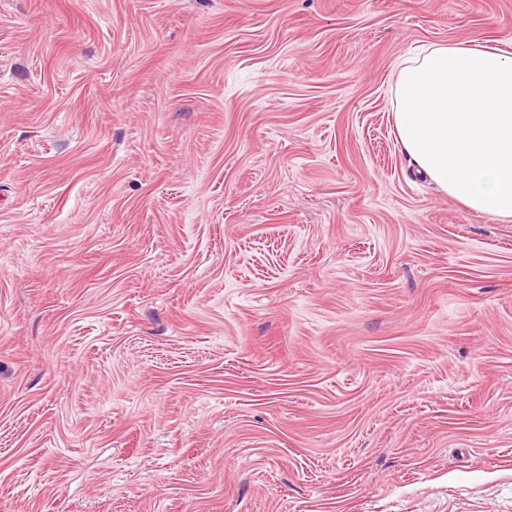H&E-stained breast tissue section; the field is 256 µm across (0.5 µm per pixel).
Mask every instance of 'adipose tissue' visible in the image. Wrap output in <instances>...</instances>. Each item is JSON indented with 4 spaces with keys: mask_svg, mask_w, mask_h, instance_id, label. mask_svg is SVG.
Segmentation results:
<instances>
[{
    "mask_svg": "<svg viewBox=\"0 0 512 512\" xmlns=\"http://www.w3.org/2000/svg\"><path fill=\"white\" fill-rule=\"evenodd\" d=\"M400 150L438 191L512 222V51L456 41L397 66Z\"/></svg>",
    "mask_w": 512,
    "mask_h": 512,
    "instance_id": "1",
    "label": "adipose tissue"
}]
</instances>
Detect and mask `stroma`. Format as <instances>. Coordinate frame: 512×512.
Masks as SVG:
<instances>
[{
  "label": "stroma",
  "mask_w": 512,
  "mask_h": 512,
  "mask_svg": "<svg viewBox=\"0 0 512 512\" xmlns=\"http://www.w3.org/2000/svg\"><path fill=\"white\" fill-rule=\"evenodd\" d=\"M512 0H0V512H512V222L393 69Z\"/></svg>",
  "instance_id": "stroma-1"
}]
</instances>
